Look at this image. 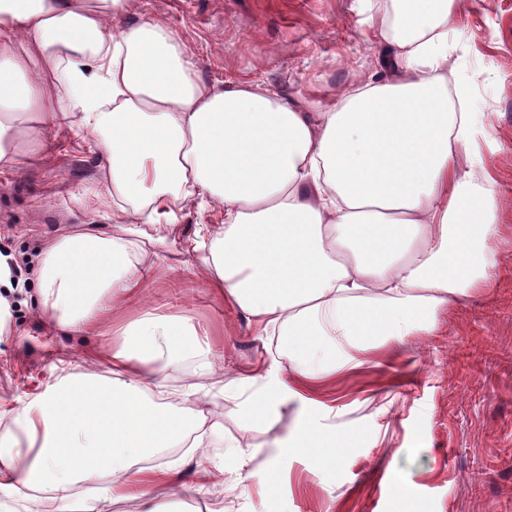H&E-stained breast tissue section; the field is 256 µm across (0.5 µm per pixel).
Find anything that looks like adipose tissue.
Wrapping results in <instances>:
<instances>
[{"mask_svg": "<svg viewBox=\"0 0 512 512\" xmlns=\"http://www.w3.org/2000/svg\"><path fill=\"white\" fill-rule=\"evenodd\" d=\"M127 0H0V173L19 145L39 149L54 127L90 140L112 202L108 232L48 238L40 304L58 326L91 333L145 287L128 223L163 243L175 206L223 209L198 257L208 287L260 335L277 334L287 376L267 370L241 405L253 422L356 370L408 336L433 334L441 313L489 288L499 234L494 178L484 171L473 113L448 96V28L458 0H395L388 81L350 86L304 111L247 80L203 82L160 16L124 28ZM211 349L181 320L144 316L119 327L111 351L91 349L112 377L65 380L11 410L0 432V498L51 493L67 512L77 485L84 512L149 499L176 468L149 459L193 436L202 413L148 399Z\"/></svg>", "mask_w": 512, "mask_h": 512, "instance_id": "obj_1", "label": "adipose tissue"}]
</instances>
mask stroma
Returning <instances> with one entry per match:
<instances>
[{
	"label": "stroma",
	"mask_w": 512,
	"mask_h": 512,
	"mask_svg": "<svg viewBox=\"0 0 512 512\" xmlns=\"http://www.w3.org/2000/svg\"><path fill=\"white\" fill-rule=\"evenodd\" d=\"M150 14L178 33L203 81L248 79L310 112L351 84L383 78L392 54L369 39L392 23V0H129L122 24ZM448 75L481 115L482 158L495 177L501 235L492 287L441 315L432 335L408 337L395 357L329 383L321 402L344 408L335 427L346 453L336 466L278 449L297 412L319 420V408L293 400L251 426L234 393L172 398L171 409L203 411L215 427L210 456L223 459L230 442L253 459L241 471L225 461L224 485L201 487L190 449L165 450L153 466L182 465L178 484L152 492L166 512H512V0H459ZM102 175L88 140L67 128L47 133L34 165L0 174V253L13 256L26 283L0 337V429L11 426L17 400L85 372L90 346L110 348L114 329L147 312L205 332L219 379L280 361L276 338L257 335L199 276L192 247L224 211L196 202L177 210L163 247L143 252L151 284L94 335L70 334L44 316L33 300L35 258L49 237L111 231V206L93 202ZM236 482L247 487L243 497L224 490Z\"/></svg>",
	"instance_id": "stroma-1"
}]
</instances>
